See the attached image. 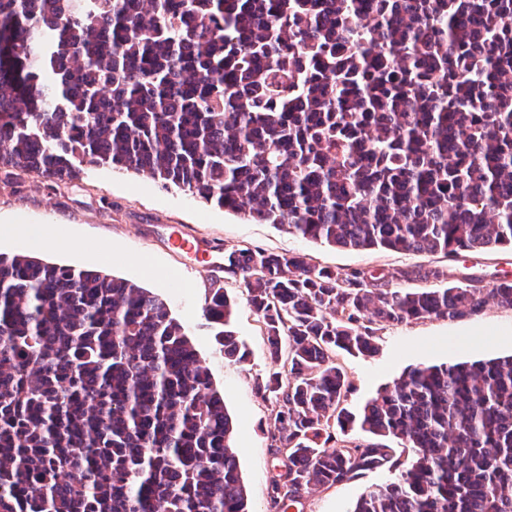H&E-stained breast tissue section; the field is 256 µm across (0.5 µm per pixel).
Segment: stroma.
<instances>
[{
	"label": "stroma",
	"instance_id": "obj_1",
	"mask_svg": "<svg viewBox=\"0 0 512 512\" xmlns=\"http://www.w3.org/2000/svg\"><path fill=\"white\" fill-rule=\"evenodd\" d=\"M32 224L54 232L50 241L0 237V253L27 254L76 269H97L124 278L166 301L188 329L213 382L234 417L237 452L251 512H271L272 482L282 473L273 441L274 399L255 390L271 369L264 329L249 304L240 275L214 266V258L242 249L290 255L348 273L376 276L397 270L440 268L451 284L473 279L484 285L512 278V248L480 250L450 258L441 254L382 248L350 250L302 238L271 224L224 211L146 173L88 168L81 178L50 185L34 172L0 176V225ZM196 239L199 251L177 254L175 234ZM224 289L234 301L231 328L247 348L244 362L225 361L202 315L211 291ZM370 357L334 355L349 391L342 406L356 414L406 370L418 365L473 362L512 354V310L490 302L480 315L426 318L385 325ZM394 470L362 471L349 481L302 492L289 512H353L366 489L390 483Z\"/></svg>",
	"mask_w": 512,
	"mask_h": 512
}]
</instances>
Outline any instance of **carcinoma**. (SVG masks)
<instances>
[{
	"instance_id": "1",
	"label": "carcinoma",
	"mask_w": 512,
	"mask_h": 512,
	"mask_svg": "<svg viewBox=\"0 0 512 512\" xmlns=\"http://www.w3.org/2000/svg\"><path fill=\"white\" fill-rule=\"evenodd\" d=\"M512 0H0V171L146 172L339 248L512 246ZM277 365L272 506L389 466L353 512H512V355L416 366L368 403L384 443L328 448L384 324L512 309V280L417 290L249 248ZM224 359L222 289L202 307ZM234 420L168 304L138 284L0 253V512H249Z\"/></svg>"
}]
</instances>
